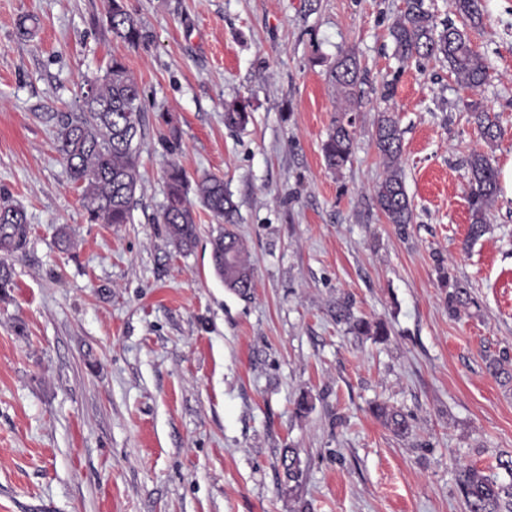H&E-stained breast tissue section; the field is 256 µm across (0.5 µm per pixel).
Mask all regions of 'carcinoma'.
<instances>
[{"label": "carcinoma", "mask_w": 512, "mask_h": 512, "mask_svg": "<svg viewBox=\"0 0 512 512\" xmlns=\"http://www.w3.org/2000/svg\"><path fill=\"white\" fill-rule=\"evenodd\" d=\"M454 12L470 26L482 21V0H452ZM107 22L112 34L124 43L137 46L146 39L141 21L129 12L123 0H110ZM395 55L401 59L441 58L448 62L458 84L476 90L486 84L489 66L475 51L465 29L453 24L438 28L424 0H404V7L392 24ZM333 81L344 102L336 113L332 126L322 143L325 166L340 171L349 161L353 148L354 118L351 112L361 100L360 63L350 51L340 53L332 72ZM78 112L58 116L54 139L62 155L70 180L81 188L82 206L89 221L100 224H127L141 180L139 153L135 140L142 136V108L137 80L125 60L114 56L101 76L87 79ZM481 137L492 145L500 136L496 117L481 110L474 111ZM245 106L236 102L224 109V123L240 127L247 122ZM376 147L384 160L386 176L373 190L377 207L392 224H409L411 203L406 192L402 168V132L397 121L387 112L381 113L376 126ZM470 172L469 204L471 224L467 241L484 236L488 210L499 190L498 170L493 157L474 152L466 160ZM226 224L212 241V263L215 274L224 287L246 297L253 288L252 271L244 257L236 233L229 229L235 224L236 206L224 190V180L207 176L190 182L184 169L176 163L167 171V201L160 220L168 228L176 246L191 249L197 239L196 212L189 195ZM29 226L24 209L3 203L0 205V252L7 255L23 250L27 244ZM448 311L456 314L472 303L469 288L448 272ZM336 318L349 324L362 336L386 335L384 327L355 317L348 305L338 307ZM375 413L394 432L408 430L406 418L384 406ZM282 464L288 480L297 482L301 476L299 460L293 449L283 455ZM458 487L466 512H512V482L499 483L480 469L469 466L461 470Z\"/></svg>", "instance_id": "carcinoma-1"}]
</instances>
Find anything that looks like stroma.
<instances>
[{"label":"stroma","instance_id":"1","mask_svg":"<svg viewBox=\"0 0 512 512\" xmlns=\"http://www.w3.org/2000/svg\"><path fill=\"white\" fill-rule=\"evenodd\" d=\"M108 2L0 0V199L31 227L0 295V512H465L463 468L511 480L497 460L512 455V379L488 365L512 359V0H484L469 31L490 67L478 90L446 61L394 57L403 0H126L147 34L136 48L113 36ZM26 15L38 29L23 40ZM348 49L363 95L334 173L329 72ZM115 56L140 87L141 183L130 223L92 224L54 126ZM235 100L241 128L224 123ZM470 102L496 115L493 147ZM385 110L405 226L373 199ZM485 149L503 178L467 248L466 160ZM172 162L223 178L249 297L214 273L210 212L197 208L188 251L159 223ZM445 270L475 298L466 312L449 313ZM345 301L386 336L337 320Z\"/></svg>","mask_w":512,"mask_h":512}]
</instances>
